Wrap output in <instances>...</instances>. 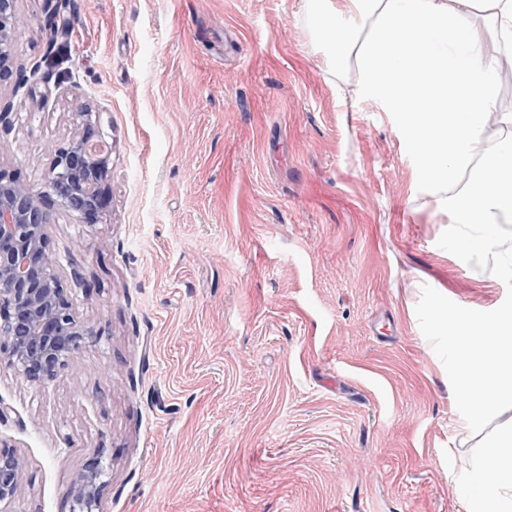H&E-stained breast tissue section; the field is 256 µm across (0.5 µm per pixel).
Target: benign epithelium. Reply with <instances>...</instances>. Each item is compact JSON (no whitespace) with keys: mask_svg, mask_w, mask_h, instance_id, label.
Wrapping results in <instances>:
<instances>
[{"mask_svg":"<svg viewBox=\"0 0 512 512\" xmlns=\"http://www.w3.org/2000/svg\"><path fill=\"white\" fill-rule=\"evenodd\" d=\"M25 26L17 0H0V85L13 95L26 85L15 67ZM73 133L47 147L48 167L38 188L0 163V370L33 383L54 380L97 331L75 311L70 290L48 244V230L62 213L78 224H97L112 204L110 157L96 149L100 113L85 104L71 113ZM22 458L0 443V506L19 490ZM108 465L97 457L74 478L71 512H95Z\"/></svg>","mask_w":512,"mask_h":512,"instance_id":"1","label":"benign epithelium"}]
</instances>
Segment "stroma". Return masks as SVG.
I'll use <instances>...</instances> for the list:
<instances>
[{"label": "stroma", "instance_id": "1", "mask_svg": "<svg viewBox=\"0 0 512 512\" xmlns=\"http://www.w3.org/2000/svg\"><path fill=\"white\" fill-rule=\"evenodd\" d=\"M18 10L42 79L0 87V163L41 185L89 104L112 208L49 229L101 336L46 384L0 371L11 512H69L100 454L98 512H470L512 409L472 434L415 308L425 284L482 311L506 287L438 247L451 217L418 149L370 104L341 110L298 0H62L57 40L45 0ZM13 447L7 446L0 441V506L1 511L8 506L16 497L19 490V477L23 471L24 463L22 458L15 452ZM3 505V507H2Z\"/></svg>", "mask_w": 512, "mask_h": 512}]
</instances>
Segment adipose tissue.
<instances>
[{
  "label": "adipose tissue",
  "mask_w": 512,
  "mask_h": 512,
  "mask_svg": "<svg viewBox=\"0 0 512 512\" xmlns=\"http://www.w3.org/2000/svg\"><path fill=\"white\" fill-rule=\"evenodd\" d=\"M300 14L327 42L337 82L426 147L421 176L469 228L468 251L503 253L484 228L512 221V110L499 101L512 0H301ZM488 470L481 512H512V435L486 447L476 479Z\"/></svg>",
  "instance_id": "ef3b65f1"
}]
</instances>
